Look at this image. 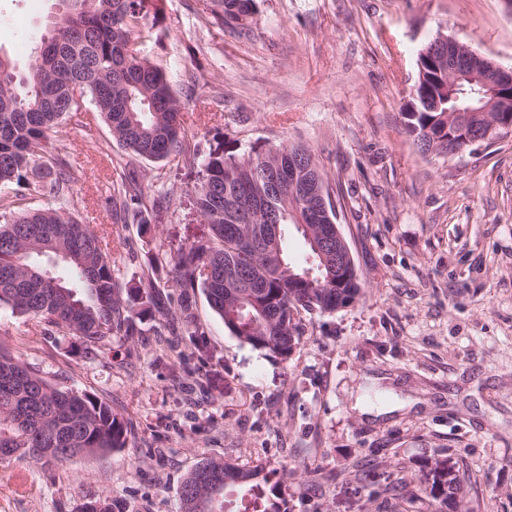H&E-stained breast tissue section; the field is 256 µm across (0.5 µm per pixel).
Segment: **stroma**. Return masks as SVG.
<instances>
[{"instance_id": "35a3bbf8", "label": "stroma", "mask_w": 512, "mask_h": 512, "mask_svg": "<svg viewBox=\"0 0 512 512\" xmlns=\"http://www.w3.org/2000/svg\"><path fill=\"white\" fill-rule=\"evenodd\" d=\"M57 0H0V52L25 65ZM146 54L187 106L201 154L310 147L329 179L364 294L330 314L299 311L288 360L233 336L197 295L205 336L157 320L95 355L76 337L0 307V349L52 382L111 405L125 448L43 467L0 460V512H180L205 458L260 468L281 512H432L430 468L461 480L464 512H512V135L454 156L424 154L401 112L419 50L437 33L512 67L505 0H256L249 37L201 24L199 0H164ZM51 143L72 164L64 200L40 180L0 185L21 208L61 206L112 256L121 292L148 259L207 241L193 205L200 166L139 160L145 193L178 198L149 225L107 202L127 153L85 112Z\"/></svg>"}]
</instances>
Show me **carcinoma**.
I'll list each match as a JSON object with an SVG mask.
<instances>
[{"mask_svg": "<svg viewBox=\"0 0 512 512\" xmlns=\"http://www.w3.org/2000/svg\"><path fill=\"white\" fill-rule=\"evenodd\" d=\"M65 10L52 22L49 34L31 57L27 74L0 55V184L21 183L30 176L47 175L48 195L65 196L68 187L65 157L49 146L47 132L91 103L103 115L112 138L131 160L159 162L179 151L194 161L197 148L186 141L182 124L185 103L166 70L144 53L161 15V0H61ZM255 0H202L199 20L237 37H247L253 24ZM428 42L418 53L415 94L405 104V129L416 145L429 151L431 142L448 137L441 117L458 110L470 112L471 122L485 121L483 99L487 90L468 75L482 73L486 62L461 44L469 56L456 85L434 69ZM313 163L305 178L318 181L326 192L328 216L313 223L319 231L337 223L329 181L311 149L301 144L237 157L214 149L201 163L202 180L194 204L210 225L212 239L181 248L172 258L177 287V308L156 285L166 261L155 255L148 261L142 285L128 298L116 292L112 260L98 237L62 207L14 209V201L0 197V305L77 337L87 350L104 347L112 332H136L145 312L168 326H179L189 336H201L192 299L201 292L228 331L242 342L283 360L300 341L294 314L333 313L362 295L360 282L339 274L336 255L312 258V278L306 268L288 259L284 235L275 243L276 256L265 250L243 249V242L258 224L268 222L261 212L237 216V201L251 194L268 202L277 214L280 230L308 220L298 194L274 181L277 169L288 171V160ZM121 199L116 218L127 224H147L156 209L176 201L174 189L154 196L144 193L131 173L123 172L113 184ZM65 266L69 277L55 269ZM128 428L106 402L87 393L60 387L21 358L0 351V448H12L44 466L123 448ZM198 466L221 471L217 495L206 496L200 512H273L257 473L228 461L205 458ZM429 495L434 512H459V479L433 469Z\"/></svg>", "mask_w": 512, "mask_h": 512, "instance_id": "obj_1", "label": "carcinoma"}]
</instances>
